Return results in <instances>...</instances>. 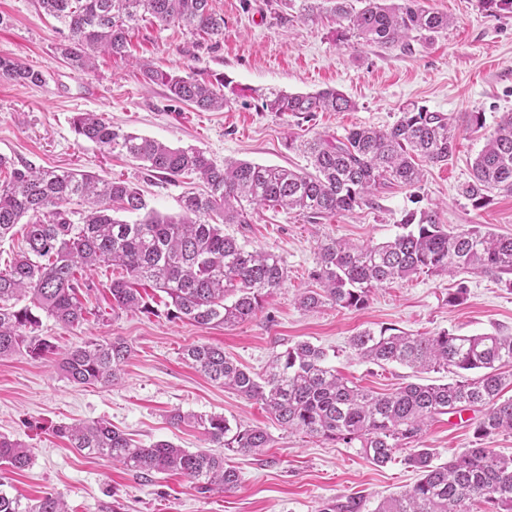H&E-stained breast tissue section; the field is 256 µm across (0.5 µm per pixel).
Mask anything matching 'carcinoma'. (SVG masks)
Listing matches in <instances>:
<instances>
[{"label": "carcinoma", "instance_id": "carcinoma-1", "mask_svg": "<svg viewBox=\"0 0 512 512\" xmlns=\"http://www.w3.org/2000/svg\"><path fill=\"white\" fill-rule=\"evenodd\" d=\"M45 14L67 31L60 55L77 71L93 68L95 54L127 52L137 24L151 17L192 32L219 37L224 17L212 0H38ZM346 32L366 42L409 46L412 34L428 39L448 29V16L428 11L419 0H327ZM0 77L38 85L39 70L0 57ZM147 83L162 82L169 97L201 111H219L235 93L225 76L213 81L160 73L142 67ZM264 112H292L309 118L316 112H346L355 103L335 89L288 94H260ZM74 132L109 150H119L144 169L168 181L194 174L203 193L181 199L182 215L163 217L147 210L139 189L120 178L104 180L90 172L14 168L0 183V240L29 217L26 248L0 270V358L26 351L41 356L52 343L37 334L39 310L63 328L81 324L87 309L81 292L92 285L78 270L101 263L117 266L125 276L109 286L112 309L150 313L136 288L142 282L170 299L167 315L200 327L234 326L262 310L265 297L280 287L287 269L268 251H249L224 234L225 224L251 223L254 206L269 205L300 215L348 212L368 200L376 187L396 182L414 187L422 180L419 163L444 165L453 157L460 127L444 112L413 106L389 128L355 127L339 138L317 137L304 144L312 171H294L247 161L219 166L193 147L120 133L95 112H79ZM459 192L480 209L495 192L512 194V113H504L472 165ZM84 205L72 211L67 205ZM145 212L132 223L113 217V206ZM402 233L376 244L329 240L318 247L308 288L299 298L305 310L331 304L353 310L366 306L372 288L412 274H492L512 289V235L479 230L450 232L433 210L410 211ZM30 304L19 306L24 299ZM350 346L363 359L384 366L397 363L415 372L454 374L447 383H409L389 394H375L349 384L327 363L326 353L304 341L273 357L256 375L224 355V349L200 343L188 346L184 360L209 380L261 402L282 426L351 444L360 443L375 465L387 464L399 448L420 440L438 416L465 407L484 408L475 427L477 438L512 432V334L461 336L442 331L433 336L375 332L352 336ZM131 346L121 338L90 340L63 353L58 367L78 385H112L128 360ZM194 422L207 439L234 454L258 453L270 442L259 427L235 426L222 415L174 412L170 422ZM56 433L77 452L121 465L149 480L156 474L182 475L201 493L230 492L240 474L221 455L191 451L167 441L148 447L116 430L104 419L60 425ZM32 459L28 446L0 436V512H69L61 495L47 492L32 503L11 493L1 472L22 470ZM407 463L421 472L410 489L383 498L376 512H471L477 503L489 512H512V457L490 448H467L443 464L427 448H415Z\"/></svg>", "mask_w": 512, "mask_h": 512}]
</instances>
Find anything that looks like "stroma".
<instances>
[{"label":"stroma","instance_id":"1","mask_svg":"<svg viewBox=\"0 0 512 512\" xmlns=\"http://www.w3.org/2000/svg\"><path fill=\"white\" fill-rule=\"evenodd\" d=\"M448 15V30L416 40L411 52L343 37V21L329 11L301 17L302 0H213L224 17L223 37H209L170 25L140 23L126 56H98L87 72L72 70L56 52L60 25L35 0H0V56L42 71L40 85H18L0 78V155L15 165L72 168L122 178L140 188L150 209L176 216L180 200L201 192L193 176L175 181L150 175L139 162L78 137L74 116L94 112L113 128L147 136L170 146H192L216 164L237 159L266 166L305 169L303 141L341 136L359 125L386 128L407 105L417 104L461 119L483 113L485 124L461 132L454 156L442 166H424L413 188L386 184L371 202L351 211L311 219L279 208H255L251 223L228 224L227 235L247 249L278 254L288 277L265 299L262 311L233 327L202 328L167 316L164 293L142 291L152 310L116 311L109 285L120 269L84 270L94 288L83 302L88 314L64 329L42 317L38 333L63 351L90 339L122 337L133 348L120 380L109 386L68 381L55 357L18 353L0 358V434L30 448L33 461L9 473L22 500L60 494L70 512H100L106 497L123 512H323L355 506L375 512L381 499L410 488L418 474L398 450L378 467L358 444L312 438L281 427L260 402L207 379L183 358L192 344L223 348L225 355L255 373L274 355L300 341L325 349L328 361L346 378L373 392H394L407 383H446L450 373L421 375L398 365L378 366L361 359L350 338L361 330L397 328L412 334L449 331L458 335L512 333V289L490 274H417L375 287L366 307L333 305L306 311L297 299L313 287L309 274L317 247L329 239L378 244L395 236L406 212L434 209L451 231L474 226L512 234V194L496 193L479 210L459 193L470 177V163L500 116L512 112V14L495 15L479 0H421ZM182 76L211 80L223 75L236 89L229 104L205 112L173 101L166 88L145 84L142 64ZM335 88L356 104L349 112H319L303 119L264 112L260 93L279 89L313 93ZM465 283L466 297L452 306L448 295ZM219 414L230 423L265 429L271 441L257 454H235L241 485L230 492L198 493L182 476L168 473L145 483L105 460L70 448L52 428L61 423L105 419L144 445L168 441L182 448H209L191 424L172 425L173 412ZM479 409L445 414L428 426L420 447L445 463L474 447Z\"/></svg>","mask_w":512,"mask_h":512}]
</instances>
